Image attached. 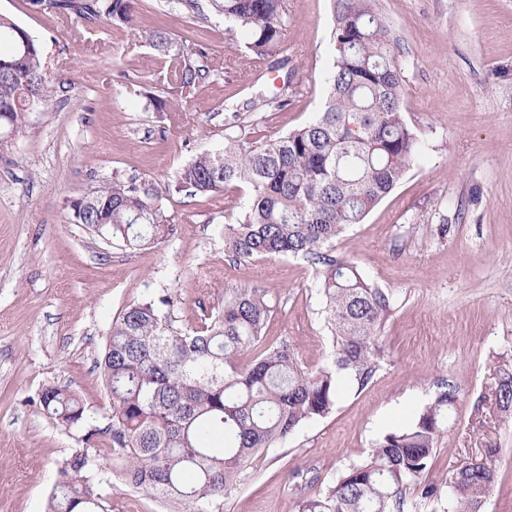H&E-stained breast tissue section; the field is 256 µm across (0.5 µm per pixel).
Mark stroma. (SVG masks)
Listing matches in <instances>:
<instances>
[{
    "instance_id": "stroma-1",
    "label": "stroma",
    "mask_w": 512,
    "mask_h": 512,
    "mask_svg": "<svg viewBox=\"0 0 512 512\" xmlns=\"http://www.w3.org/2000/svg\"><path fill=\"white\" fill-rule=\"evenodd\" d=\"M401 45L402 110L423 153L396 189L336 250L393 299L379 339L381 370L364 390L343 389L328 416L268 449L218 512H297L387 432L409 423L441 383L458 401L429 477L495 449L498 482L481 512H512V417L495 394L512 373V0H376ZM282 39L298 92L284 110L242 106L276 94L284 76L258 60L223 17L194 21L166 0H142L136 29L77 24L0 0V14L42 43L54 79L71 83L31 114L0 159V512H46L58 470L110 408L97 360L112 319L162 291L176 294L175 326L220 307L225 290L264 288L274 312L266 342L285 338L309 370L331 343L311 265L296 257L233 262L222 231L246 192L168 194L177 227L158 248L124 249L72 223L66 200L113 174L173 183L197 154L224 146V121L256 135L285 133L319 112L334 53L332 0H287ZM204 44L214 60L190 99L168 83L154 29ZM163 102L146 105L147 96ZM75 393L84 420L65 427L38 403L46 386Z\"/></svg>"
}]
</instances>
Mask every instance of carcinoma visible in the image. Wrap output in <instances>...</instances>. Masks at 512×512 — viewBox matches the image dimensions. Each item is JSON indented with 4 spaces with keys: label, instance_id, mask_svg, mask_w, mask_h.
<instances>
[{
    "label": "carcinoma",
    "instance_id": "carcinoma-1",
    "mask_svg": "<svg viewBox=\"0 0 512 512\" xmlns=\"http://www.w3.org/2000/svg\"><path fill=\"white\" fill-rule=\"evenodd\" d=\"M35 7L129 27L138 0H29ZM227 30L258 56L281 51L286 0H209ZM164 52L180 87L191 92L212 72L206 47L176 43L162 29L149 35ZM333 69L323 109L308 124L250 140L224 132V147L197 155L176 176L175 188L214 195L245 184L250 193L224 225V253L236 261L302 257L314 268L324 299L332 362L311 371L291 343L270 345L263 331L274 306L264 288L228 289L224 306L202 312L197 324L176 327L162 292L126 306L112 320L99 367L111 411L108 423L85 435L88 447L59 469L47 512H109L99 473L112 461L124 487L159 500L167 512H211L237 490L257 455L282 444L304 423L336 406L342 384L365 389L381 369L377 344L392 297L370 284L336 239L360 224L391 193L422 151L402 111L400 47L375 0H334ZM293 72L281 93L260 100V111L283 110ZM64 83L52 78L41 45L0 15V130L19 133L29 105L47 109ZM164 191L150 179L117 175L97 190L68 200L71 220L129 249L159 247L176 227ZM447 384L406 426L385 434L361 463L326 490L302 498L299 512H404L405 495H445L452 512H480L497 479L490 457L464 461L449 479L425 482L441 434L458 399ZM41 408L65 427L84 419V406L56 386L38 395ZM495 405L512 415V374L501 376ZM105 447H96V442ZM95 454H89V447Z\"/></svg>",
    "mask_w": 512,
    "mask_h": 512
}]
</instances>
